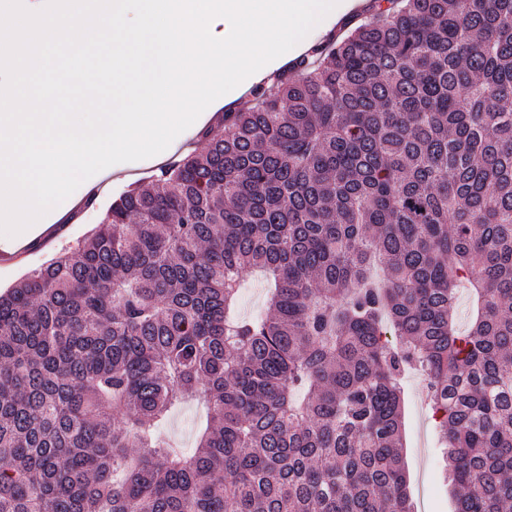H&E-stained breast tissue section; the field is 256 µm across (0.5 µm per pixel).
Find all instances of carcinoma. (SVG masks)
Segmentation results:
<instances>
[{
    "label": "carcinoma",
    "mask_w": 512,
    "mask_h": 512,
    "mask_svg": "<svg viewBox=\"0 0 512 512\" xmlns=\"http://www.w3.org/2000/svg\"><path fill=\"white\" fill-rule=\"evenodd\" d=\"M377 2L0 293V512H414L410 366L454 512L512 506V0ZM267 289L258 273H248L240 287L236 312L241 319H251L266 311ZM205 415V408L200 403L185 404L171 414L164 433L175 447L192 448L195 441V422L204 420Z\"/></svg>",
    "instance_id": "obj_1"
}]
</instances>
